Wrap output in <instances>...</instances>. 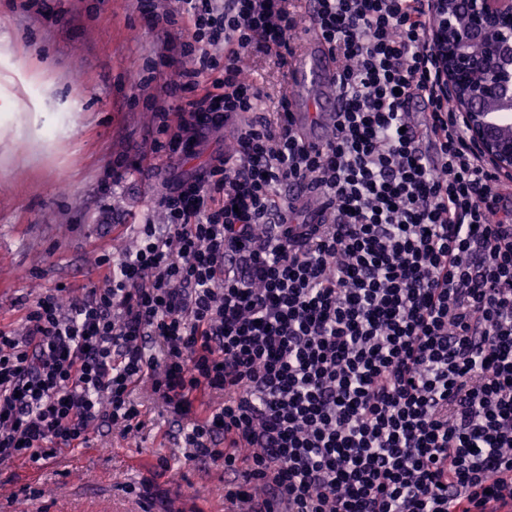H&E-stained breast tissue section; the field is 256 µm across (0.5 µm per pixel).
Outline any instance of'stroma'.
Masks as SVG:
<instances>
[{"mask_svg":"<svg viewBox=\"0 0 512 512\" xmlns=\"http://www.w3.org/2000/svg\"><path fill=\"white\" fill-rule=\"evenodd\" d=\"M146 0H0V326L61 285L101 280L97 258L161 224L158 196L224 152L223 133L193 154L165 153L143 172L135 152L177 98L176 77ZM273 112L286 75L273 58L244 60ZM145 428L92 432L88 447L35 469L0 463V512H224V466L188 459L178 423L151 392L133 394ZM30 493H22V486Z\"/></svg>","mask_w":512,"mask_h":512,"instance_id":"stroma-1","label":"stroma"}]
</instances>
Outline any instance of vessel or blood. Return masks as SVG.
Instances as JSON below:
<instances>
[{
	"label": "vessel or blood",
	"mask_w": 512,
	"mask_h": 512,
	"mask_svg": "<svg viewBox=\"0 0 512 512\" xmlns=\"http://www.w3.org/2000/svg\"><path fill=\"white\" fill-rule=\"evenodd\" d=\"M290 125L310 144H321L320 130L334 124L343 108L338 90L336 63L320 34L306 28L287 60ZM292 216L296 224H319L326 215L311 190L300 193Z\"/></svg>",
	"instance_id": "1"
}]
</instances>
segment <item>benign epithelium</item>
<instances>
[{
    "label": "benign epithelium",
    "instance_id": "benign-epithelium-1",
    "mask_svg": "<svg viewBox=\"0 0 512 512\" xmlns=\"http://www.w3.org/2000/svg\"><path fill=\"white\" fill-rule=\"evenodd\" d=\"M462 23L449 0H437L428 38L467 130L494 168L512 174V0H466Z\"/></svg>",
    "mask_w": 512,
    "mask_h": 512
}]
</instances>
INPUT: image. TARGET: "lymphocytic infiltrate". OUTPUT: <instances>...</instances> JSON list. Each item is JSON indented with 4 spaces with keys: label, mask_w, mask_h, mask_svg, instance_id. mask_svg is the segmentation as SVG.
Here are the masks:
<instances>
[{
    "label": "lymphocytic infiltrate",
    "mask_w": 512,
    "mask_h": 512,
    "mask_svg": "<svg viewBox=\"0 0 512 512\" xmlns=\"http://www.w3.org/2000/svg\"><path fill=\"white\" fill-rule=\"evenodd\" d=\"M295 0L153 6L176 82L143 161L230 132L165 187V222L0 328V462L37 465L94 429L141 431L146 383L193 460L285 512H492L512 500V208L440 87L436 0H312L344 108L308 146L242 70L285 65ZM420 98L430 131L417 134ZM316 187L323 224H292ZM219 395L202 413L198 393Z\"/></svg>",
    "instance_id": "1"
}]
</instances>
